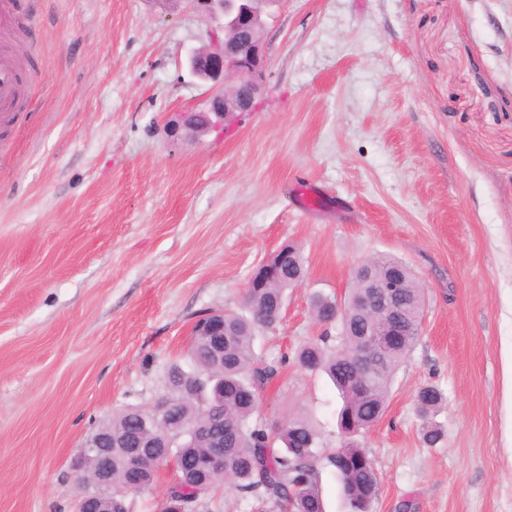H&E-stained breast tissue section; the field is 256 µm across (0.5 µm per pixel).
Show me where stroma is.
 Masks as SVG:
<instances>
[{"label": "stroma", "mask_w": 512, "mask_h": 512, "mask_svg": "<svg viewBox=\"0 0 512 512\" xmlns=\"http://www.w3.org/2000/svg\"><path fill=\"white\" fill-rule=\"evenodd\" d=\"M23 109L0 121V512H75L71 461L186 364L192 327L241 307L281 246L305 259L268 358L319 333L315 293L359 263L407 264L417 341L360 443L371 512H512V0H283L267 17L253 111L174 138L213 93L188 65L208 27L185 0H17ZM314 187L324 206L296 201ZM438 386L442 442L417 389ZM341 398L295 364L271 422L340 440ZM443 393L434 385L419 388L416 394L417 412L423 420L422 439L428 446H436L444 436L442 429L431 421V416L440 408Z\"/></svg>", "instance_id": "1"}]
</instances>
